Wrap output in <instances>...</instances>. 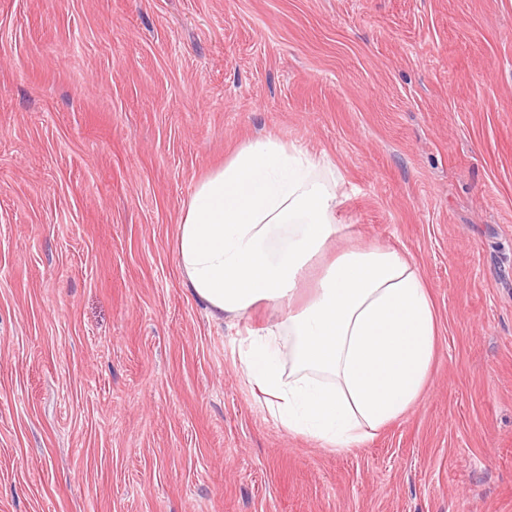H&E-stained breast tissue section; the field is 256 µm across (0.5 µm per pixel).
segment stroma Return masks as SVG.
Listing matches in <instances>:
<instances>
[{
	"label": "stroma",
	"mask_w": 512,
	"mask_h": 512,
	"mask_svg": "<svg viewBox=\"0 0 512 512\" xmlns=\"http://www.w3.org/2000/svg\"><path fill=\"white\" fill-rule=\"evenodd\" d=\"M272 135L441 322L356 448L289 434L183 284L198 182ZM0 512H512V0H0Z\"/></svg>",
	"instance_id": "stroma-1"
}]
</instances>
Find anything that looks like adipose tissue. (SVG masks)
<instances>
[{
  "instance_id": "ef3b65f1",
  "label": "adipose tissue",
  "mask_w": 512,
  "mask_h": 512,
  "mask_svg": "<svg viewBox=\"0 0 512 512\" xmlns=\"http://www.w3.org/2000/svg\"><path fill=\"white\" fill-rule=\"evenodd\" d=\"M336 166L279 138L242 143L186 201V287L217 321L260 302L283 316L240 341L238 362L273 418L328 448H354L423 395L439 321L418 266L380 245L340 251L296 308L312 262L347 233Z\"/></svg>"
}]
</instances>
